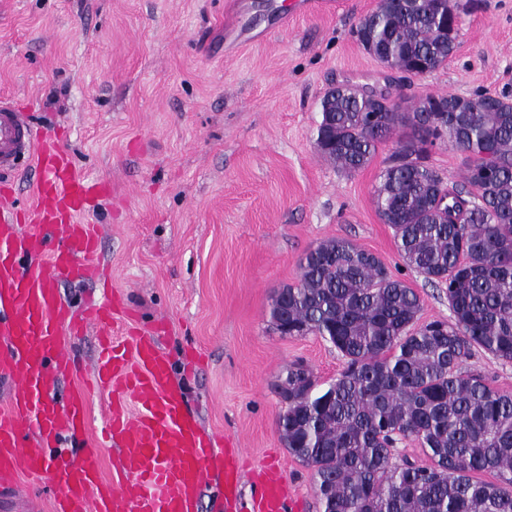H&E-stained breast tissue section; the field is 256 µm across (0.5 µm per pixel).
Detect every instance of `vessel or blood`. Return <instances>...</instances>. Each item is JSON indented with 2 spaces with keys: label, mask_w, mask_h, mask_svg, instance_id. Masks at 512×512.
Instances as JSON below:
<instances>
[{
  "label": "vessel or blood",
  "mask_w": 512,
  "mask_h": 512,
  "mask_svg": "<svg viewBox=\"0 0 512 512\" xmlns=\"http://www.w3.org/2000/svg\"><path fill=\"white\" fill-rule=\"evenodd\" d=\"M26 159L40 173L33 205L21 211L0 196V381L14 387L0 410V512L11 508L23 474L53 484L52 512H198L203 479L216 466L226 501L235 502L241 452L219 450L217 435L187 409L155 338L115 334L111 304L76 310L59 296L60 281L99 273L97 227L80 218L107 183L88 180L58 136L0 101V174ZM90 327L98 336L91 386L60 394L61 378L75 369L64 337ZM94 390L108 397L103 439L118 453L110 480L100 453L82 443ZM301 509L276 465L257 470L248 512Z\"/></svg>",
  "instance_id": "obj_1"
}]
</instances>
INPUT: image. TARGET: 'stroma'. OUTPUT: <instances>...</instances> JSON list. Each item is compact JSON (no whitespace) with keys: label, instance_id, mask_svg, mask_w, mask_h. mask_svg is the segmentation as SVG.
<instances>
[{"label":"stroma","instance_id":"obj_1","mask_svg":"<svg viewBox=\"0 0 512 512\" xmlns=\"http://www.w3.org/2000/svg\"><path fill=\"white\" fill-rule=\"evenodd\" d=\"M242 2L237 15L231 0H0V95L112 186L89 216L112 288L65 281L63 298L111 294L116 328L156 333L187 408L244 449L242 499L250 470L274 459L303 512H320L312 469L282 440L278 386L300 362L327 388L345 359L323 337L280 335L274 293L298 282L310 248L341 238L416 290L421 321L451 317L444 288L404 264L378 213L398 137L366 168H337L316 147L320 94L335 82L395 99L512 98V0H464L448 62L410 80L356 40L378 0L291 17L289 0ZM424 162L463 185L459 149L436 143Z\"/></svg>","mask_w":512,"mask_h":512}]
</instances>
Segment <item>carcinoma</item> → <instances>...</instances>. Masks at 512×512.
Masks as SVG:
<instances>
[{"label": "carcinoma", "mask_w": 512, "mask_h": 512, "mask_svg": "<svg viewBox=\"0 0 512 512\" xmlns=\"http://www.w3.org/2000/svg\"><path fill=\"white\" fill-rule=\"evenodd\" d=\"M452 0H385L355 30L363 49L407 71L448 62L441 38ZM443 107L381 111L347 85L336 90L320 150L348 172L407 129L381 174L376 202L406 266L446 288L451 319L418 322L421 300L373 253L330 240L306 252L300 280L276 292L275 329L324 336L346 359L318 389L301 363L288 366V452L313 468L322 512H512V393L462 371L476 351L512 361V104L505 97L441 94ZM438 139L467 153L465 183L450 188L421 161ZM412 439L427 465L397 459ZM491 473L492 481L477 478Z\"/></svg>", "instance_id": "carcinoma-1"}]
</instances>
